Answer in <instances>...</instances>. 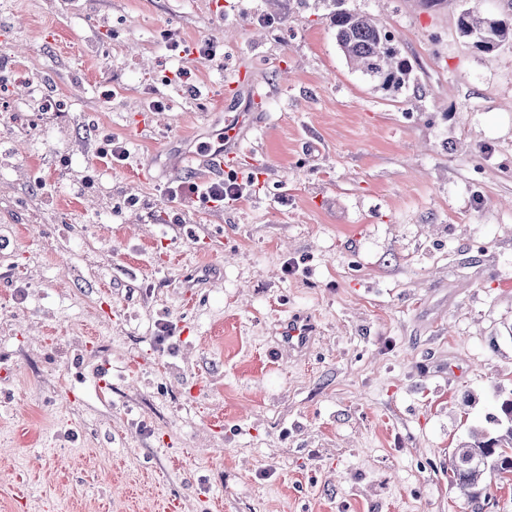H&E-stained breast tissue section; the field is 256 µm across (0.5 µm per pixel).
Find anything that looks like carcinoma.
Returning a JSON list of instances; mask_svg holds the SVG:
<instances>
[{
  "label": "carcinoma",
  "mask_w": 512,
  "mask_h": 512,
  "mask_svg": "<svg viewBox=\"0 0 512 512\" xmlns=\"http://www.w3.org/2000/svg\"><path fill=\"white\" fill-rule=\"evenodd\" d=\"M345 0H333L330 25L336 29V41L349 62L362 73L377 81L382 88L398 93L406 85L412 71L403 58L394 36L369 15L343 7ZM460 35L479 52L491 53L506 43H512V18H482L474 8L462 10L457 19ZM500 410L508 426L496 435L471 432L450 460V471L467 499L476 504L487 478L512 475V397L503 399Z\"/></svg>",
  "instance_id": "carcinoma-1"
}]
</instances>
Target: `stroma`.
<instances>
[{
    "label": "stroma",
    "mask_w": 512,
    "mask_h": 512,
    "mask_svg": "<svg viewBox=\"0 0 512 512\" xmlns=\"http://www.w3.org/2000/svg\"><path fill=\"white\" fill-rule=\"evenodd\" d=\"M346 5L410 61L399 95L330 0H0V512H472L448 462L512 392V45L457 17L512 0ZM239 110L254 184L170 199ZM330 25L336 41L349 62L382 88L399 93L409 80L410 62L403 58L394 36L369 15L343 7L345 0H333ZM482 18L474 8L462 10L457 19L460 35L479 52L491 53L506 43H512V17ZM159 41L165 45L168 51L178 57L197 53L199 57L209 61L223 60L224 53H220L217 46L205 41L196 44L194 47L185 45L176 32L172 29H164L159 32Z\"/></svg>",
    "instance_id": "obj_1"
}]
</instances>
